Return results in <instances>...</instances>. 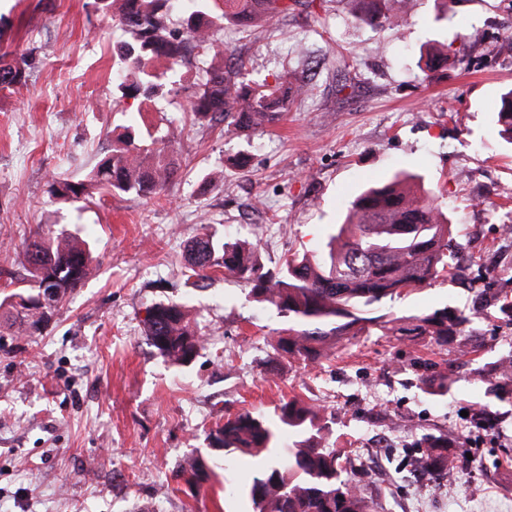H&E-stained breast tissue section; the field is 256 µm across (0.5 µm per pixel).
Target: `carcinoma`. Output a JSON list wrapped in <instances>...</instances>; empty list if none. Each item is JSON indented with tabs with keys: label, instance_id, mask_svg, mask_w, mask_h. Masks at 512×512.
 I'll return each mask as SVG.
<instances>
[{
	"label": "carcinoma",
	"instance_id": "obj_1",
	"mask_svg": "<svg viewBox=\"0 0 512 512\" xmlns=\"http://www.w3.org/2000/svg\"><path fill=\"white\" fill-rule=\"evenodd\" d=\"M179 0H100L126 39L119 43L114 84L123 98L158 100L177 91L183 69L197 59L210 65L186 103L193 119L222 117L236 132L254 131L280 120L306 85L280 75L250 81L231 52L217 50L215 36L231 24L242 30L259 26L273 13L288 14L297 0H192L193 9L176 16ZM392 11L381 0H348L353 15L371 25L403 28L411 0ZM163 59V71L154 61ZM437 50L424 59V73L447 64ZM31 63L4 61L0 89L26 85ZM498 136L512 145V88L494 113ZM177 134H123L112 154L98 161L84 179L57 178L51 196L86 203L93 194L139 201L163 194L176 173L170 154ZM438 196L396 174L354 198L319 254H292L275 271L265 269L256 245L226 240L202 227L189 245L186 277L229 274L250 287L249 295L288 319V335L275 340L278 354L315 364L345 336L391 330L409 335L427 330L441 346L459 333L469 316L451 309L425 316L386 318L373 315L385 299L426 287L457 269L459 247ZM26 277L0 301V328L19 324L28 334L44 329L67 296L96 271L90 245L64 231L38 230L23 243ZM54 290L45 304L34 303L41 290ZM147 344L177 366L191 363L204 347V336L179 301L159 302L145 321ZM327 421L318 407L296 398L281 403L275 417L260 412L229 414L207 434L210 447L226 456L243 455L261 467L244 487L252 512H372L353 472L327 442ZM407 461H419L423 475L438 481L452 460L448 439L425 437L406 449ZM186 484L201 488L209 478L204 460L188 458L176 471Z\"/></svg>",
	"mask_w": 512,
	"mask_h": 512
}]
</instances>
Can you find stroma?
Listing matches in <instances>:
<instances>
[{"label":"stroma","mask_w":512,"mask_h":512,"mask_svg":"<svg viewBox=\"0 0 512 512\" xmlns=\"http://www.w3.org/2000/svg\"><path fill=\"white\" fill-rule=\"evenodd\" d=\"M476 29L479 43L458 40ZM249 78L287 73L308 83L286 119L250 135L186 119L196 83L144 102L112 83L124 34L99 0H0V49L39 62L27 85L0 90V299L23 273L22 243L53 224L87 238L92 278L42 332L0 335V512H250L239 489L256 468L223 463L206 435L225 414H273L299 397L324 409L336 450L370 452L401 421L398 447L447 434L459 456L452 482L429 483L387 460L392 488L369 479L374 512H512V394L495 366L512 361V149L491 127L512 86V0H413L403 33L356 19L345 0H298L244 33L219 32ZM448 56L425 77L426 42ZM179 124L177 174L147 202L95 196L85 207L49 197L112 148L124 126ZM248 155L246 169L231 163ZM406 170L439 189L463 271L386 301L390 316L449 307L471 312L438 346L425 332L376 331L341 339L319 363L277 358L271 336L288 327L253 303L236 278L184 283L187 246L201 223L256 242L275 268L321 248L365 187ZM167 300L194 306L207 341L177 368L147 345L146 310ZM447 378L443 396L428 382ZM491 415L493 427L476 428ZM211 469L204 491L174 477L189 455Z\"/></svg>","instance_id":"stroma-1"}]
</instances>
